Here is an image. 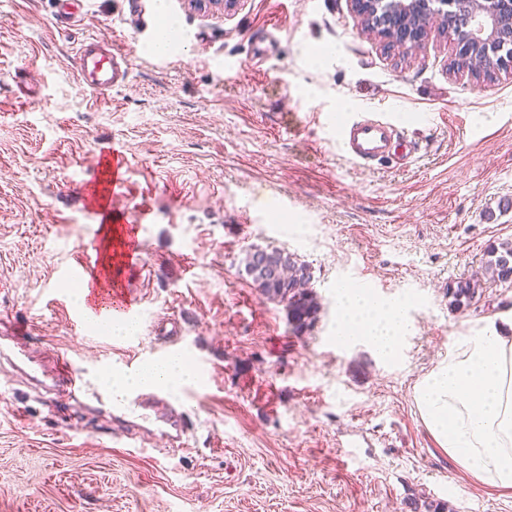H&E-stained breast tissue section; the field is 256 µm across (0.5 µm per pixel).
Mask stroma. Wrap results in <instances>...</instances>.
Returning a JSON list of instances; mask_svg holds the SVG:
<instances>
[{
	"instance_id": "35a3bbf8",
	"label": "stroma",
	"mask_w": 512,
	"mask_h": 512,
	"mask_svg": "<svg viewBox=\"0 0 512 512\" xmlns=\"http://www.w3.org/2000/svg\"><path fill=\"white\" fill-rule=\"evenodd\" d=\"M190 36L146 53L128 0H82L68 25L53 0H0V314L33 328V361L61 351L103 379L157 357L180 322L195 377L194 431L171 448L110 441V402L64 401L0 372V512H512V490L480 485L420 419L415 384L451 336L512 313V281L454 309L446 289L512 241V72L450 73L433 31L407 56L365 35L347 0H164ZM275 54H255L268 33ZM97 36L126 57L123 86L99 95L76 50ZM387 113L418 153L365 169L332 124ZM114 148L127 167L116 213L140 225L135 335L94 330L73 268L107 255L90 209L89 165ZM285 248L309 265L321 311L295 335L283 305L241 260ZM409 297L399 359L336 343V285Z\"/></svg>"
}]
</instances>
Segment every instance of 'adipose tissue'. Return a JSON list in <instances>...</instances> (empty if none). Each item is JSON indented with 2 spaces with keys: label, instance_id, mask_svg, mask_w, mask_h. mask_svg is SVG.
I'll use <instances>...</instances> for the list:
<instances>
[{
  "label": "adipose tissue",
  "instance_id": "1",
  "mask_svg": "<svg viewBox=\"0 0 512 512\" xmlns=\"http://www.w3.org/2000/svg\"><path fill=\"white\" fill-rule=\"evenodd\" d=\"M337 294V341H361L378 358L397 357L410 327L409 300L352 286ZM191 377L187 361L171 355L134 377L113 374L111 388L117 394ZM413 399L426 428L462 469L482 484L512 489V316L451 337L447 354L415 386Z\"/></svg>",
  "mask_w": 512,
  "mask_h": 512
}]
</instances>
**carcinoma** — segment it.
I'll use <instances>...</instances> for the list:
<instances>
[{
	"mask_svg": "<svg viewBox=\"0 0 512 512\" xmlns=\"http://www.w3.org/2000/svg\"><path fill=\"white\" fill-rule=\"evenodd\" d=\"M500 70L497 56L486 58L484 67L475 79L493 81ZM482 276L485 282L505 283L512 280V242H502L488 251ZM244 271L253 286L266 299L284 305L292 331L302 334L310 331L318 321L320 303L313 289L309 267L285 248L267 249L255 246L242 260ZM478 281L461 279L448 286L449 305L460 309L477 296Z\"/></svg>",
	"mask_w": 512,
	"mask_h": 512,
	"instance_id": "1",
	"label": "carcinoma"
}]
</instances>
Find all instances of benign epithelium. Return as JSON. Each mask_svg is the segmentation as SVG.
I'll return each mask as SVG.
<instances>
[{
    "label": "benign epithelium",
    "mask_w": 512,
    "mask_h": 512,
    "mask_svg": "<svg viewBox=\"0 0 512 512\" xmlns=\"http://www.w3.org/2000/svg\"><path fill=\"white\" fill-rule=\"evenodd\" d=\"M364 32L407 54L437 29L453 44L452 63L469 71L493 50L512 68V0H349Z\"/></svg>",
    "instance_id": "obj_1"
}]
</instances>
